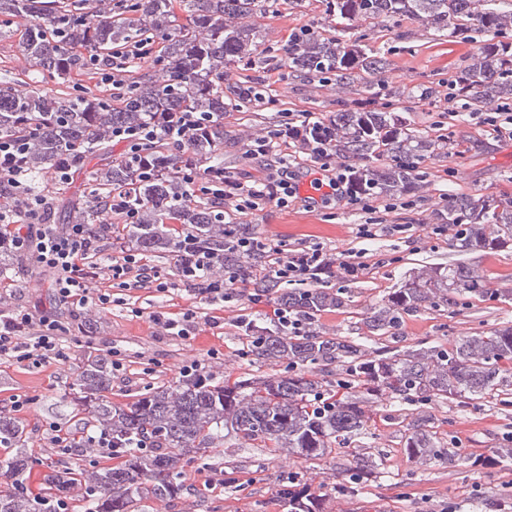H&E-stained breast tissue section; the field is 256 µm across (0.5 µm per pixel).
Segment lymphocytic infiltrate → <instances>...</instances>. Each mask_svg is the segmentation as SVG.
Listing matches in <instances>:
<instances>
[{"instance_id":"1","label":"lymphocytic infiltrate","mask_w":512,"mask_h":512,"mask_svg":"<svg viewBox=\"0 0 512 512\" xmlns=\"http://www.w3.org/2000/svg\"><path fill=\"white\" fill-rule=\"evenodd\" d=\"M198 122L194 113L186 112L163 126L144 124L114 128L112 139L136 146L163 136L182 149L189 144L190 133ZM282 144L301 156V169L281 166L264 181L250 185L235 175L225 176L223 186L211 192L213 207L220 212L229 210L244 216L252 214L263 203L285 207L299 199L313 209H327L340 203L358 204L369 214L365 224L358 226V236L367 240L376 238L380 226L398 205L379 202L367 192H356L350 168L333 160V143L324 119L309 112L301 113L276 129L270 140L246 147L243 157L251 160ZM25 153L23 141L0 136V191L13 200L10 209L0 210V242L17 252L35 251L38 263L54 272L53 288L61 302L78 311L90 305L111 308V293L96 286L101 278L112 280L122 288L151 284L157 292H168V283L161 279L159 270L145 254L127 250L115 256L106 253L99 235L89 225L60 227L49 223L46 198L32 191L26 183ZM306 174L310 175L312 185L321 189V199L301 198L300 180ZM267 249L272 275L289 281L299 279L317 285L341 273L355 277L364 270L363 264L338 260L319 247L291 250L271 243ZM245 281L241 274L221 280L199 275L185 280L184 285L198 300L228 303L236 300L238 286ZM0 356L34 367L52 360L66 361L64 329L58 320L46 316L37 319L23 309H0Z\"/></svg>"}]
</instances>
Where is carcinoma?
<instances>
[{"label": "carcinoma", "instance_id": "carcinoma-1", "mask_svg": "<svg viewBox=\"0 0 512 512\" xmlns=\"http://www.w3.org/2000/svg\"><path fill=\"white\" fill-rule=\"evenodd\" d=\"M254 7L255 0H0V33L23 22L24 56L36 73L58 84L92 56L109 65L128 64L129 47L160 45L153 68L133 69L132 81L109 98L86 88L22 93L0 83V135L26 141L25 171L38 176L50 173L60 159L77 165L107 148L114 127L163 124L181 112H198L205 117L203 129L192 137L186 165L224 169V112L243 109L264 94L257 77L224 84L226 68L251 58L255 33L239 19ZM329 9L346 21L407 18L470 42L483 34L487 39L477 57L448 86L474 112L512 99V0H329ZM179 10L189 13L190 23L175 30ZM363 39L314 30L289 52L288 67L301 78L351 84L385 66ZM389 108L345 107L327 119L336 153L353 160L360 188L378 198L422 188L408 161L421 151H436L443 139L409 127ZM385 157L391 164L375 166ZM181 170L167 139L160 137L93 172L94 203L119 195L136 199L138 221L123 226L124 237L145 250L177 253L186 264L206 254L208 276L247 275L279 309L301 317L304 328L296 335L279 322L261 326L258 318L245 316L238 327L249 344L241 355L281 362L283 372L232 384L212 374L184 376L121 406L105 396L112 389V360L88 354L78 369L75 400L88 411L87 426L112 434L128 449L115 468L86 466L72 455L57 459L42 499L53 502L77 493L84 512H139L138 504L147 498L171 504L182 498L185 467L230 437L240 448L259 446L306 461L321 460L337 448L358 449L354 472L334 494L321 495L308 480L293 476L280 488L288 512H344L352 485L383 466V452L362 445L373 421L368 404L383 395L412 407L409 414L389 416L404 422L403 448L411 461L512 465V440L490 459L463 454L436 431L429 411V404L448 401L463 407L512 406L511 325L460 336L448 348L386 345L400 338L404 318L422 307L501 297L483 272L463 263L424 266L366 313L363 339L335 337L317 324V316L347 306V290L255 276L266 268V253L247 252L237 243L254 233L244 224L224 223L203 200L185 201ZM446 211L442 221L452 225L453 238L465 251L495 250L512 241V200L453 197ZM171 220L185 226L187 239L173 238ZM145 435L152 439L149 450L136 447ZM27 443L22 424L0 414V446L6 450L0 457L5 482L0 512H42L23 486L34 464Z\"/></svg>", "mask_w": 512, "mask_h": 512}]
</instances>
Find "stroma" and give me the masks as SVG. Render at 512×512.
<instances>
[{"mask_svg":"<svg viewBox=\"0 0 512 512\" xmlns=\"http://www.w3.org/2000/svg\"><path fill=\"white\" fill-rule=\"evenodd\" d=\"M256 31L257 50L253 72L267 86L266 100L243 112L231 111L224 116V162L231 173L250 172L261 179L277 166L281 154L273 152L244 161L242 153L250 136L260 128L256 114L269 110L313 112L327 117L342 105L358 100L392 102L393 110L407 124L427 131L440 120L441 112L433 98L421 97L425 87H437L463 69L477 54L478 42H463L443 36L408 19L384 24L355 22L353 34L365 35L374 50L383 52L389 62L385 72L366 78L362 95L353 86L329 84L315 88L313 83L289 74L284 60L288 39L294 29L311 27L330 30L335 20L327 0H299L298 5L270 7L260 0L253 16L247 20ZM20 32L0 37V81H21L33 89L34 71L21 52ZM399 88L394 99L383 95L384 87ZM444 133L452 149L422 157L419 172L425 187L410 194L409 208L393 213V222L373 241L356 235L358 224L368 215L360 206H342L323 212L308 211L301 204L288 207L267 205L245 216L263 239L287 245L321 247L337 258L366 265L363 275L345 281L351 303L343 309L321 313L323 328L341 336H359L364 332L362 315L381 302L393 288L399 287L411 269L430 264L460 261L479 266L493 287L512 289V247L494 253L460 251L454 239L435 235V213L451 195L512 198V140L495 138L476 118L466 115L444 121ZM129 148L111 143L105 150L87 157L76 167L70 182L55 183L51 176L36 181L49 202L51 223H69L73 205L85 203L91 194L90 174L119 162ZM52 272L39 267L34 255L21 257V265L11 279L0 285V308L21 307L35 316H52L66 328L68 359L28 368L4 359L0 361V411L14 414L29 436L28 451L35 459L27 475V484L40 491L55 460L54 450L45 438L49 423H57L64 432L74 433L84 413L73 402L72 385L87 353L111 355L119 351L126 371L113 379L110 399L120 405L156 382H177L182 368L190 362L204 369L224 372L231 378L279 372L276 364L258 365L243 357L242 337L235 328L244 313L270 311L268 302H251V285H242L239 301L221 304H196L182 290L163 294L154 288L121 290L112 282L101 281V288L123 297L124 303L109 310L88 308L81 311L91 325L90 335L79 333L73 325L69 305L60 303L50 287ZM195 308L194 330L189 338L170 336L154 325L149 315L179 308ZM140 308L144 317L136 318L132 309ZM512 325V302L471 300L466 307L451 306L442 310L427 309L406 317L402 327V345L423 342L450 345L460 336L487 332ZM28 398L20 411H13V397ZM389 398L375 405L376 444L386 453L383 474L362 484L346 504L347 512H447L449 506L470 495L495 504L496 512H512V469L506 467L468 469L457 463L433 461L418 465L401 451V431L387 424ZM432 412L445 438L462 453L489 454L505 439L512 437V408L460 407L453 403H436ZM353 449H341L318 461L289 459L271 455L262 448H238L224 444L218 450L221 470L234 471L240 484L231 490L216 483L211 471L188 469L185 484L206 486L203 497L185 495L171 505V512H287L278 493V482L289 473L299 472L315 483L333 486L343 479V466L352 461Z\"/></svg>","mask_w":512,"mask_h":512,"instance_id":"stroma-1","label":"stroma"}]
</instances>
